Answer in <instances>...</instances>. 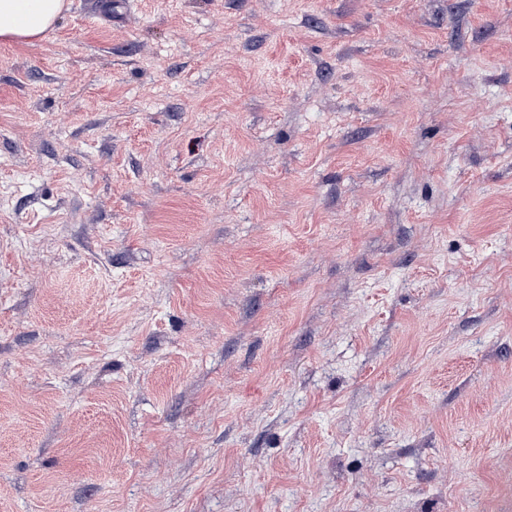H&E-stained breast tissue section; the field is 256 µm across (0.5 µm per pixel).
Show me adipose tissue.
<instances>
[{"label":"adipose tissue","mask_w":512,"mask_h":512,"mask_svg":"<svg viewBox=\"0 0 512 512\" xmlns=\"http://www.w3.org/2000/svg\"><path fill=\"white\" fill-rule=\"evenodd\" d=\"M67 0H0V42L30 44L51 29Z\"/></svg>","instance_id":"adipose-tissue-1"}]
</instances>
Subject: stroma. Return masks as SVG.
I'll return each mask as SVG.
<instances>
[{
  "mask_svg": "<svg viewBox=\"0 0 512 512\" xmlns=\"http://www.w3.org/2000/svg\"><path fill=\"white\" fill-rule=\"evenodd\" d=\"M507 503L512 0L0 43V512Z\"/></svg>",
  "mask_w": 512,
  "mask_h": 512,
  "instance_id": "obj_1",
  "label": "stroma"
}]
</instances>
